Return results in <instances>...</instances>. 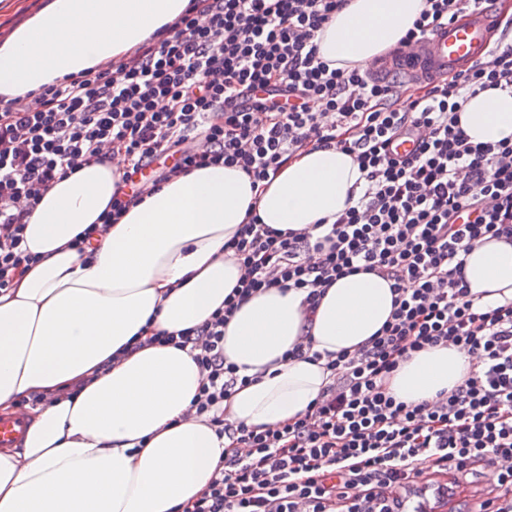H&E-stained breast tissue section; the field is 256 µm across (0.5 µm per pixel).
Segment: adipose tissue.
<instances>
[{"mask_svg":"<svg viewBox=\"0 0 512 512\" xmlns=\"http://www.w3.org/2000/svg\"><path fill=\"white\" fill-rule=\"evenodd\" d=\"M189 0H51L0 40V96H25L95 67L116 66L171 24ZM423 0H349L318 32L320 56L353 68L398 43ZM472 142L512 138V94L481 91L461 111ZM119 161L90 162L55 183L25 229L37 264L0 294V413L33 394L25 431L0 448V512H176L207 486L224 442L188 411L201 375L189 350L133 341L201 325L223 306L240 270L224 246L249 216L285 232H312L354 205L360 177L349 153L297 152L261 188L239 168L196 169L130 206L84 252L70 242L108 209ZM479 308L512 301V243L467 255ZM298 290L244 302L224 327V358L251 384L224 402L233 426L274 427L303 415L329 383L323 363L284 360L302 332L315 351H354L389 319L390 283L345 276L314 312ZM467 351L433 346L402 362L389 382L418 403L461 384Z\"/></svg>","mask_w":512,"mask_h":512,"instance_id":"1","label":"adipose tissue"}]
</instances>
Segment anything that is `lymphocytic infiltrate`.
I'll list each match as a JSON object with an SVG mask.
<instances>
[{"label":"lymphocytic infiltrate","instance_id":"1","mask_svg":"<svg viewBox=\"0 0 512 512\" xmlns=\"http://www.w3.org/2000/svg\"><path fill=\"white\" fill-rule=\"evenodd\" d=\"M486 0H424L411 46ZM346 0H190L170 33L112 72L88 70L23 99L0 101V292L38 262L27 220L57 180L112 154L124 192L73 248L116 223L153 188L209 165L269 179L308 146H339L366 183L324 235L282 234L251 218L228 243L242 274L200 326L154 335L192 348L203 379L191 409L230 441L205 490L181 512H423L432 475L455 483L495 468L473 512H512V302L475 307L465 257L485 238L512 241V141L475 144L460 112L480 90H512V44L425 83L422 95L368 68L331 67L315 37ZM415 137L407 156L393 152ZM375 273L394 310L368 344L326 355L298 343L283 355L324 360L331 381L295 421L257 430L224 421V400L249 384L224 360V326L242 302L295 288L314 307L335 281ZM467 349L469 376L408 404L388 391L426 348Z\"/></svg>","mask_w":512,"mask_h":512}]
</instances>
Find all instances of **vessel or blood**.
Listing matches in <instances>:
<instances>
[{"label": "vessel or blood", "instance_id": "1", "mask_svg": "<svg viewBox=\"0 0 512 512\" xmlns=\"http://www.w3.org/2000/svg\"><path fill=\"white\" fill-rule=\"evenodd\" d=\"M493 11L476 10L438 27L425 42L398 47L387 60L374 64L377 75H386L393 67H401L414 80L440 76L463 70L472 62L489 54L490 33L497 29ZM24 428L18 417H0V447L15 445Z\"/></svg>", "mask_w": 512, "mask_h": 512}]
</instances>
